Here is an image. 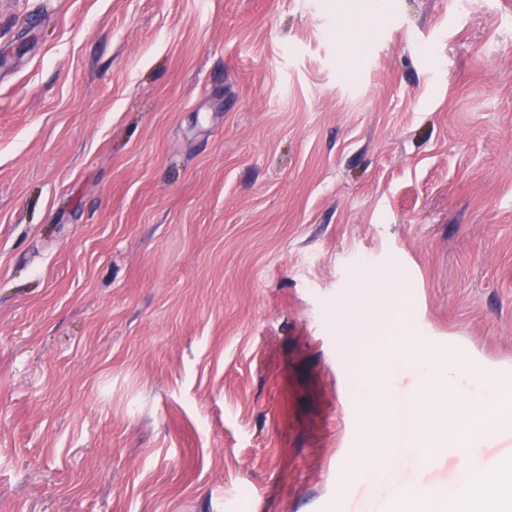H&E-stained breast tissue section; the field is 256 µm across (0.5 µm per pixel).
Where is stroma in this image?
I'll return each mask as SVG.
<instances>
[{
  "label": "stroma",
  "instance_id": "obj_1",
  "mask_svg": "<svg viewBox=\"0 0 512 512\" xmlns=\"http://www.w3.org/2000/svg\"><path fill=\"white\" fill-rule=\"evenodd\" d=\"M0 0V512H370L358 375L512 384V0ZM396 282L352 355L336 304ZM422 374L392 360L390 402Z\"/></svg>",
  "mask_w": 512,
  "mask_h": 512
}]
</instances>
